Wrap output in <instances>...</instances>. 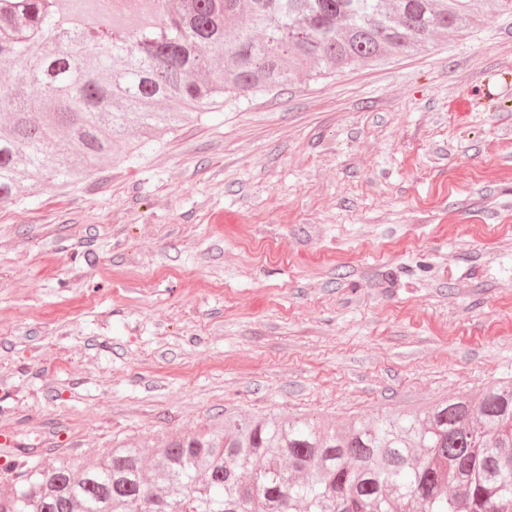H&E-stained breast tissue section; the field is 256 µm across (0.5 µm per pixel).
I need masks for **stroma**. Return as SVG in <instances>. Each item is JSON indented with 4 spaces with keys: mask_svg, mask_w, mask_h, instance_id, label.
<instances>
[{
    "mask_svg": "<svg viewBox=\"0 0 512 512\" xmlns=\"http://www.w3.org/2000/svg\"><path fill=\"white\" fill-rule=\"evenodd\" d=\"M0 207V488L275 411L512 377V14L189 120Z\"/></svg>",
    "mask_w": 512,
    "mask_h": 512,
    "instance_id": "obj_1",
    "label": "stroma"
}]
</instances>
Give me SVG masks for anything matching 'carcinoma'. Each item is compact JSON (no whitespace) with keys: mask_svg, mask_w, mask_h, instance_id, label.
Listing matches in <instances>:
<instances>
[{"mask_svg":"<svg viewBox=\"0 0 512 512\" xmlns=\"http://www.w3.org/2000/svg\"><path fill=\"white\" fill-rule=\"evenodd\" d=\"M122 1L0 0L13 74L0 80L1 206L91 175L116 142L139 155L191 114L512 12V0H150L151 18L124 28ZM12 483L0 512H512V379L342 427L226 414L161 448L32 461Z\"/></svg>","mask_w":512,"mask_h":512,"instance_id":"1","label":"carcinoma"}]
</instances>
